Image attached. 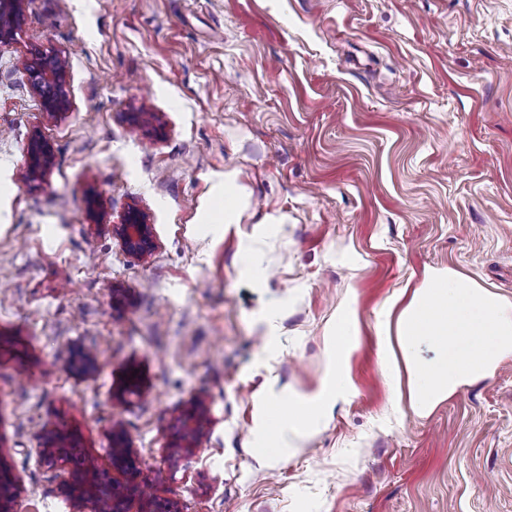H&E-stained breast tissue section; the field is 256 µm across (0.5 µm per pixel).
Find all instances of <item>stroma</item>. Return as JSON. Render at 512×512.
Wrapping results in <instances>:
<instances>
[{"mask_svg": "<svg viewBox=\"0 0 512 512\" xmlns=\"http://www.w3.org/2000/svg\"><path fill=\"white\" fill-rule=\"evenodd\" d=\"M35 54L64 59L66 112H45ZM226 174L245 204L216 233L200 216ZM132 206L155 241L140 259L115 233ZM447 267L512 301V0H26L0 47L16 512H72L47 433L108 471L116 425L181 512H512V359L425 417L381 375L380 306ZM352 293L351 396L257 458L265 398L320 386ZM192 407L200 437L172 459ZM29 172L33 176H42L49 168L51 157L47 147L38 139L33 138L27 146Z\"/></svg>", "mask_w": 512, "mask_h": 512, "instance_id": "1", "label": "stroma"}]
</instances>
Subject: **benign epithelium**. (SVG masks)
Returning <instances> with one entry per match:
<instances>
[{
	"label": "benign epithelium",
	"instance_id": "benign-epithelium-1",
	"mask_svg": "<svg viewBox=\"0 0 512 512\" xmlns=\"http://www.w3.org/2000/svg\"><path fill=\"white\" fill-rule=\"evenodd\" d=\"M25 0H0V44L14 40L15 30L23 18ZM29 78L40 95L44 109L59 114L67 107L65 94L66 69L56 57H43L30 63ZM29 172L41 176L49 168L51 157L47 147L37 138L27 146ZM128 253L143 257L154 249L151 227L137 209H130L122 222L116 225ZM77 449L54 435L45 437L41 457L44 463L64 467L73 463ZM112 457L117 471L131 476L138 473L137 460L124 434L112 431ZM23 490L21 478L4 460L0 449V512H14V505ZM63 493L71 501L73 512H98L99 505L107 502L111 512H180L178 501L169 497L148 495L143 486L129 478L124 481L101 473L95 465L72 471L71 479L63 484Z\"/></svg>",
	"mask_w": 512,
	"mask_h": 512
}]
</instances>
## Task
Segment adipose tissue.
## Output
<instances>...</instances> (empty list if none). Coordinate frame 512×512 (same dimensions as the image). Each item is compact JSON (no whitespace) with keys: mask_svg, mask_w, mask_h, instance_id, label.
<instances>
[{"mask_svg":"<svg viewBox=\"0 0 512 512\" xmlns=\"http://www.w3.org/2000/svg\"><path fill=\"white\" fill-rule=\"evenodd\" d=\"M356 304L351 297L339 306L325 336L329 368L320 388L292 397L287 413L276 418L275 438L263 440L264 452H289L347 399L341 365L359 342ZM377 331L384 377L406 375L410 405L426 415L464 388L492 378L512 358V302L454 269L432 270L418 287L400 289L382 306ZM423 346L430 357L420 355Z\"/></svg>","mask_w":512,"mask_h":512,"instance_id":"adipose-tissue-1","label":"adipose tissue"}]
</instances>
